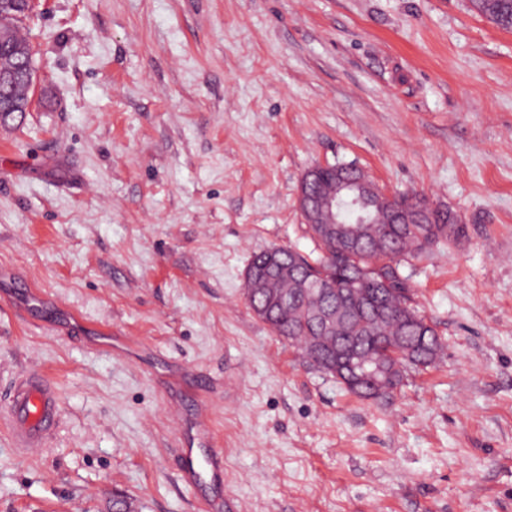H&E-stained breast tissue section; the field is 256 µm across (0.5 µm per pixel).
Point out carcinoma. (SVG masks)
<instances>
[{"mask_svg": "<svg viewBox=\"0 0 512 512\" xmlns=\"http://www.w3.org/2000/svg\"><path fill=\"white\" fill-rule=\"evenodd\" d=\"M470 3L475 12L496 27L512 30V5L507 0H470ZM431 210L434 218L424 216L419 224L364 225L367 233L363 247L353 252L322 241L315 242L314 258L290 248L280 249L282 256L297 267L300 276L336 289L353 307L336 325L339 342L355 344L362 354H377L395 334L413 346L399 362L400 382L407 370L435 363L442 350L441 337L435 328L423 331L402 317L403 312H413L415 308L410 303V288L399 271L401 262L448 232L451 212L438 206ZM315 305L311 296L292 299L288 306L264 318V322L276 334L295 341L304 352L314 332L303 322L302 310Z\"/></svg>", "mask_w": 512, "mask_h": 512, "instance_id": "cac0c4a2", "label": "carcinoma"}]
</instances>
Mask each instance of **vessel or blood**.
Wrapping results in <instances>:
<instances>
[{
	"label": "vessel or blood",
	"instance_id": "1",
	"mask_svg": "<svg viewBox=\"0 0 512 512\" xmlns=\"http://www.w3.org/2000/svg\"><path fill=\"white\" fill-rule=\"evenodd\" d=\"M60 405L52 384L40 373L20 377L6 399L0 401V418L6 421L16 448L44 447L58 426ZM181 476L190 486L203 490L219 481L223 452L218 448L182 449Z\"/></svg>",
	"mask_w": 512,
	"mask_h": 512
}]
</instances>
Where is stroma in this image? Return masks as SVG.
I'll use <instances>...</instances> for the list:
<instances>
[{"label":"stroma","mask_w":512,"mask_h":512,"mask_svg":"<svg viewBox=\"0 0 512 512\" xmlns=\"http://www.w3.org/2000/svg\"><path fill=\"white\" fill-rule=\"evenodd\" d=\"M31 112L0 125V512H512V32L469 0H38ZM353 162L450 209L400 272L444 345L363 400L256 317L253 254L310 253L304 172ZM206 417L224 484L179 450ZM0 411L16 448L24 452L43 448L58 426V394L39 372H30L14 383ZM181 476L190 486L200 491L220 480L223 464L221 448H181Z\"/></svg>","instance_id":"35a3bbf8"}]
</instances>
